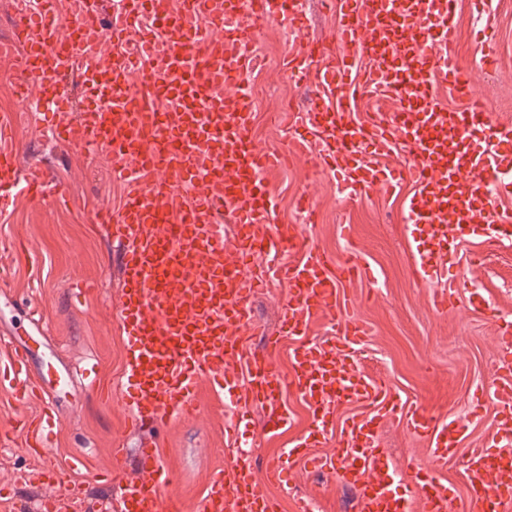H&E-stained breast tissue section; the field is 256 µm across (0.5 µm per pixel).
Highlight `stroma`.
Segmentation results:
<instances>
[{"label":"stroma","instance_id":"stroma-1","mask_svg":"<svg viewBox=\"0 0 512 512\" xmlns=\"http://www.w3.org/2000/svg\"><path fill=\"white\" fill-rule=\"evenodd\" d=\"M302 10V41H295L284 24L261 30L263 41L276 43L259 70L254 94V134L267 146L292 139L293 123L279 112L289 104L304 109L312 90L311 83L283 74L281 57L304 52L310 42L327 50L335 47L331 34L336 21L324 0H304ZM455 22V50L466 67L479 52L475 30L487 22L496 27L501 53L490 72H473V85L498 120L512 122V112L503 109L512 96V0H488L482 14L473 0H457ZM51 121L48 112L20 114V159L47 169L72 196L73 206L20 201L0 210V339L29 349L33 381L46 395L45 401L28 402L0 389V485L14 493L12 499H0V512H41L47 499L55 502L56 512H68L71 496L78 491L93 512H106L111 493L97 479L111 468L113 450L131 452L150 440L157 442L162 462L180 475L175 490L185 512H197L211 472L237 455L224 438V406L204 387L194 417L170 421L160 431L126 430L119 396L126 338L115 311L121 267L105 226L92 221L98 206L119 208L122 183L102 158L50 140L45 130ZM271 184L278 193L282 223L302 224L294 201L309 196L319 221L303 224L307 243L339 263L358 255L373 271L372 278L343 287L356 317L370 329L358 354L360 373L384 380L398 401L424 405L436 416L464 426L468 444L482 445L494 433L495 408L485 404L477 421L471 420L469 410L478 389L496 377L499 327L512 324V241H452L455 261L448 274L463 287L453 311L439 315L431 308V289L414 273L416 251L403 223L405 198L413 194V185L398 195L376 191L347 198L332 171L302 161L274 173ZM287 298L284 282L257 295L254 317L260 330L251 338L249 351H261L266 337L278 334ZM89 361L99 366L100 386L89 385L81 376ZM283 403L292 421L274 434L263 430L265 406L250 403L243 408L252 433L249 454L258 473H265L279 448L295 441L309 425L295 393H286ZM48 404L61 425L49 456L42 458L27 446L32 435L28 423ZM379 446L398 466L414 461L434 469L443 481L463 483L465 454L432 459L425 442L399 419L381 421ZM49 463L61 471L60 482L41 480ZM267 490L280 502L281 512H291L297 495L313 512H355L353 493L335 474L316 473L301 464Z\"/></svg>","mask_w":512,"mask_h":512}]
</instances>
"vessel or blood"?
I'll use <instances>...</instances> for the list:
<instances>
[{
    "mask_svg": "<svg viewBox=\"0 0 512 512\" xmlns=\"http://www.w3.org/2000/svg\"><path fill=\"white\" fill-rule=\"evenodd\" d=\"M336 17L335 52L317 71L308 58L288 56L291 76L312 78L311 103L289 146L259 144L253 135L248 78L258 64L254 47L261 25L302 30L301 0H118L103 13L101 0L62 14L59 0H38L18 14L12 33L22 50L11 60L25 111L51 110L59 140L103 154L129 184L119 212L98 209L120 248L123 283L116 313L127 337L123 401L132 427H164L192 415L200 383L268 408L273 433L290 416L287 391L304 402L311 431L282 449L270 472L282 477L296 463L335 469L358 492V512H447L457 494L431 471L417 467L404 490L398 469L378 451L381 419L393 417L427 440L431 456L466 452L465 512H512V327L502 330L497 379L481 393L497 408L492 446L466 448L465 431L426 407L394 399L380 381L361 376L357 349L367 336L342 293L344 282L367 276L359 260L335 265L309 246L297 224L278 220L266 177L317 141L315 161L329 167L342 189L362 196L404 182L415 191L404 222L416 244V274L433 289V309L448 313L458 285L449 280L454 253L449 237L512 238V213L501 210L493 186L512 174V125L494 119L478 97L454 45L456 0H325ZM114 47L112 65L99 67L97 48ZM143 69L141 90L130 76ZM87 93L73 112L67 80ZM393 100V112L357 122L362 96ZM457 106H450V99ZM15 115L0 113V205L20 192L33 202L64 199L59 183L40 165L21 166L12 131ZM404 145L409 159L384 172L378 157ZM236 243H224V227ZM298 262L277 263L281 250ZM287 282L279 336L296 337L291 368L282 373L271 353L245 343L256 329L252 303L274 282ZM336 320V337L310 342L320 314ZM0 382L27 392L29 352L8 346ZM341 403L367 405L372 415L336 421ZM136 478L114 488L113 512H184L174 475L145 446L136 454ZM199 512H279L255 480L253 463L240 454L215 474Z\"/></svg>",
    "mask_w": 512,
    "mask_h": 512,
    "instance_id": "obj_1",
    "label": "vessel or blood"
}]
</instances>
